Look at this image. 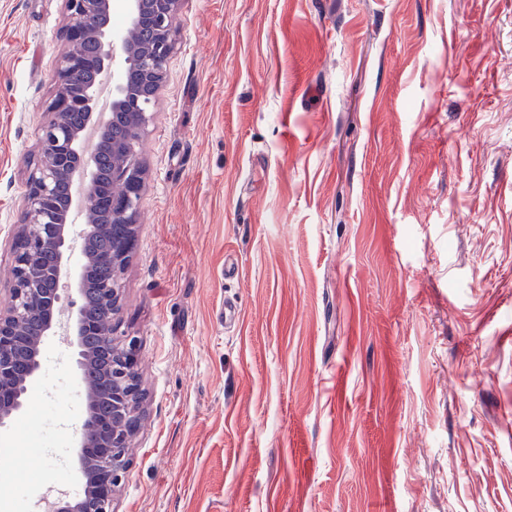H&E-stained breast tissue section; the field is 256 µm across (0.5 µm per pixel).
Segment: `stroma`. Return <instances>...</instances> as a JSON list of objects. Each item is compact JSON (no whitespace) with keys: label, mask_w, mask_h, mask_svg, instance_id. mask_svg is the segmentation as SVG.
<instances>
[{"label":"stroma","mask_w":512,"mask_h":512,"mask_svg":"<svg viewBox=\"0 0 512 512\" xmlns=\"http://www.w3.org/2000/svg\"><path fill=\"white\" fill-rule=\"evenodd\" d=\"M68 23L0 0L2 309ZM173 38L114 512H512V0H179ZM76 370L49 337L0 512L79 496Z\"/></svg>","instance_id":"35a3bbf8"}]
</instances>
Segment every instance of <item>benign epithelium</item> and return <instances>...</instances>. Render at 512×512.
I'll list each match as a JSON object with an SVG mask.
<instances>
[{
    "label": "benign epithelium",
    "mask_w": 512,
    "mask_h": 512,
    "mask_svg": "<svg viewBox=\"0 0 512 512\" xmlns=\"http://www.w3.org/2000/svg\"><path fill=\"white\" fill-rule=\"evenodd\" d=\"M178 0H126L129 26L126 32H112V0H65L70 23L66 46L56 73V93L51 100L49 118L41 129L39 148L31 163L25 197L24 222L35 233L18 235L11 268L12 303L0 310V429L23 405L29 384L39 370L43 338L60 332L69 335L77 350L81 377L101 351L87 345L90 336L111 339L112 360L104 374L109 380L103 400L112 405V415L100 419L97 427L83 420L78 424L80 473L88 484L87 494L72 498L60 492L43 497L46 512H112V494L126 473L129 449L141 423L139 403L141 386L136 369L137 339L119 336L113 326L120 308V288L102 286V316L88 322L83 310L72 314L62 305L60 292L65 255L75 245L84 244L93 232H104L108 224H123L125 231L112 239V248L102 256L116 277H121L132 254L136 237L138 206L143 186V169L136 156L117 148L112 150V181L119 190L104 184L101 158L97 147L89 144L88 134L102 138L106 128L98 110L99 84L81 82L84 71L114 74L110 112L112 122L126 121L131 141L140 139L152 119V106L165 79L166 63L173 52V19ZM98 45L91 53L86 46ZM137 71L141 88L136 91L127 75ZM81 115V122L71 124V115ZM88 187L81 206L82 224L69 222L66 209L56 201L59 184ZM52 252L55 263L49 272L51 287H43V255ZM45 319L43 336L32 347L33 362L23 378L14 367V353L26 346L25 320L31 316Z\"/></svg>",
    "instance_id": "7a95c632"
}]
</instances>
